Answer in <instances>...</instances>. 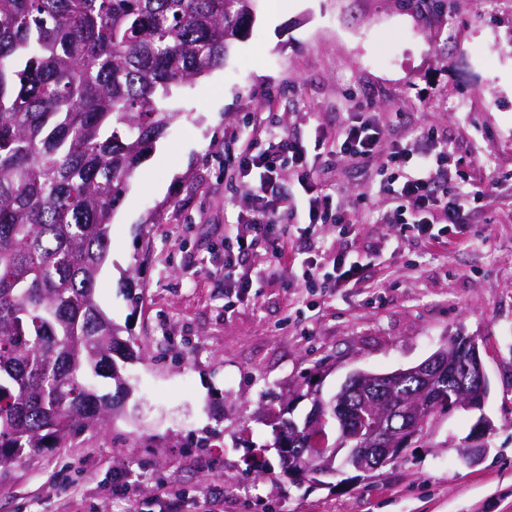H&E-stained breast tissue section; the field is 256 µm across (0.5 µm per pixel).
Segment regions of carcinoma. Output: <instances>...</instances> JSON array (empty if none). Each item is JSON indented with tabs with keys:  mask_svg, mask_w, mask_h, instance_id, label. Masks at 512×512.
<instances>
[{
	"mask_svg": "<svg viewBox=\"0 0 512 512\" xmlns=\"http://www.w3.org/2000/svg\"><path fill=\"white\" fill-rule=\"evenodd\" d=\"M255 0H0V469L101 429L133 358L98 302L111 220L129 179L180 117L174 95L224 66ZM113 382L102 392L99 380ZM454 371L430 411L459 409ZM378 391L327 401L325 431L376 422ZM271 448L312 473L306 422L280 418ZM259 449L247 473L266 478Z\"/></svg>",
	"mask_w": 512,
	"mask_h": 512,
	"instance_id": "obj_1",
	"label": "carcinoma"
}]
</instances>
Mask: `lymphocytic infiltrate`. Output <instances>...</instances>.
Here are the masks:
<instances>
[{
    "mask_svg": "<svg viewBox=\"0 0 512 512\" xmlns=\"http://www.w3.org/2000/svg\"><path fill=\"white\" fill-rule=\"evenodd\" d=\"M336 152L350 159L386 153L395 168H411L412 176L380 181L378 191L395 200L402 213L412 217L408 225L415 236L427 239L437 249L448 247L449 235L462 234L471 198L463 183L455 181L444 167V153L422 154L386 143L379 125L365 112L351 113L336 140ZM315 162L305 143L272 126L254 129L237 165L225 169L230 180L248 184L251 209L246 217L224 227V293L238 297L248 294L259 272L244 258L248 245L262 244L268 257L270 275L298 274L302 288L312 291L332 279L335 288H364L370 280L367 266L342 252L322 250L315 234L326 224L338 226L340 234L352 235L355 225L346 222L333 204L332 194L318 189ZM290 167L304 189L306 227L303 248H296L288 226L279 222L288 209V198L280 188L281 171ZM440 211L441 222L430 221L431 211ZM331 274H324V266Z\"/></svg>",
    "mask_w": 512,
    "mask_h": 512,
    "instance_id": "lymphocytic-infiltrate-1",
    "label": "lymphocytic infiltrate"
}]
</instances>
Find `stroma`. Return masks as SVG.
<instances>
[{
  "instance_id": "35a3bbf8",
  "label": "stroma",
  "mask_w": 512,
  "mask_h": 512,
  "mask_svg": "<svg viewBox=\"0 0 512 512\" xmlns=\"http://www.w3.org/2000/svg\"><path fill=\"white\" fill-rule=\"evenodd\" d=\"M357 105L386 142L434 153L422 131L447 136L449 172L478 193L472 236L430 258L370 192L392 171L386 154L343 159L326 146L318 181L359 232L327 225L322 238L367 260L373 287L305 295L264 276L226 306L224 226L249 207L246 185L224 176L241 131L259 121L333 139ZM175 106L182 118L129 181L99 277L101 306L143 354L126 366L124 411L0 471V512H154L162 485L204 512H512V0H448L442 13L412 0H259L224 68L177 90ZM454 336L478 344L481 409L442 419L372 478L298 483L272 451L264 480L247 475L248 445L271 438L267 393L293 397L301 418L311 392L415 366ZM482 414L495 429L469 466L458 448ZM117 472L130 493L115 489Z\"/></svg>"
}]
</instances>
